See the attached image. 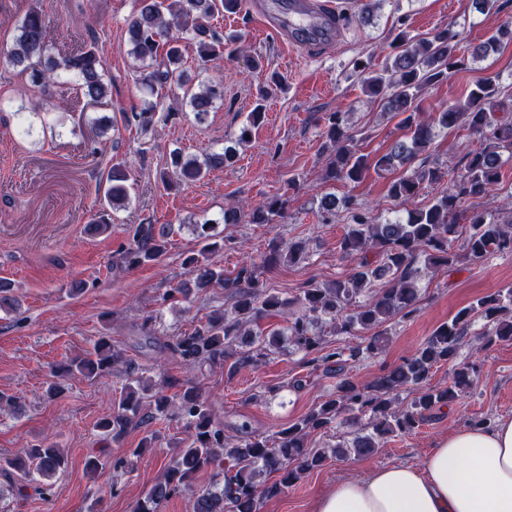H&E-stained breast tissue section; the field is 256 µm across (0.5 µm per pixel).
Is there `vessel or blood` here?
I'll return each mask as SVG.
<instances>
[{
  "label": "vessel or blood",
  "instance_id": "obj_1",
  "mask_svg": "<svg viewBox=\"0 0 512 512\" xmlns=\"http://www.w3.org/2000/svg\"><path fill=\"white\" fill-rule=\"evenodd\" d=\"M249 10L280 40L314 53L341 37L342 17L333 0H288L279 7L249 0Z\"/></svg>",
  "mask_w": 512,
  "mask_h": 512
}]
</instances>
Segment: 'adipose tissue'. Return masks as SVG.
<instances>
[{
  "instance_id": "1",
  "label": "adipose tissue",
  "mask_w": 512,
  "mask_h": 512,
  "mask_svg": "<svg viewBox=\"0 0 512 512\" xmlns=\"http://www.w3.org/2000/svg\"><path fill=\"white\" fill-rule=\"evenodd\" d=\"M313 512H512V419L455 429L419 465L336 481Z\"/></svg>"
}]
</instances>
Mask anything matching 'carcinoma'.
I'll return each mask as SVG.
<instances>
[{
  "label": "carcinoma",
  "instance_id": "cac0c4a2",
  "mask_svg": "<svg viewBox=\"0 0 512 512\" xmlns=\"http://www.w3.org/2000/svg\"><path fill=\"white\" fill-rule=\"evenodd\" d=\"M244 0H139V8L128 23L130 53L140 64L138 78L149 97L126 121L146 131L155 123L163 102L159 91L172 85L182 90L181 105L192 112L198 123L207 120L221 97L212 86L189 85L184 70L181 41L195 47L197 61H210L237 52L241 37L224 34L213 20L220 13L236 14ZM457 34L450 28L415 38L400 31L395 53L373 68L362 65L364 90L380 99L384 111L399 118L404 134L382 154L374 157L360 152L356 135L346 113L330 112L324 118L325 137L329 141L324 179L329 182L360 183L369 170L390 174L388 195L403 203L419 196L423 186L440 183L446 172L429 165L428 156L435 128L448 133L467 132L479 138L481 146L468 153L464 171L431 204L414 208L405 216L383 219L351 196L326 193L318 200L322 218L338 212L349 215L350 224L340 240L342 257L354 262L348 277L329 284L310 283L300 289L294 302L299 310L288 324L263 329L261 320L279 313L289 301L270 288L263 274L282 263H293L309 252L302 240L274 243L261 255L260 262H243L232 276L214 264L208 255L224 249V231L220 223L236 224L239 211H224L222 221L196 225L203 239V250L184 258L191 279L170 289L167 300L191 297L222 288L230 307L216 310L206 323L176 337L173 352L187 367L226 364L228 373L243 366H258L276 350L290 343L310 357L315 367L339 379L336 395L312 407L297 421L272 436L256 434L243 427L234 438L226 436L224 426L214 422L208 398L200 387L190 383L170 397L164 386L147 383L124 359L111 337L101 336L86 356L54 370L58 381L51 389L60 393L63 382L72 378L95 379L125 368V383L115 400L112 415L98 423V429L110 440L120 441L127 430L145 426L157 417L175 415L187 428V438L172 446V458L163 475L139 498L133 512H161L171 497L191 486L201 472H210L212 483L198 491L194 512H259L261 504L276 496L282 488L298 482L305 474L324 467L327 462L351 456L366 458L378 453L390 437L412 433L434 410L448 405L459 393L470 388L477 374L476 365L455 363L471 325L482 321L481 335L487 341L512 340V289L487 295L476 304L461 308L397 366L368 384H358L348 376L349 361L363 354L383 350L384 325L394 316L416 312L420 300L421 268L419 257L433 270L452 269L461 260H476L489 253L512 254V219L488 218L482 212L465 214L463 204L484 197L501 177L505 163L512 162V118L502 119L493 110L504 93L497 75L477 81L466 99L440 108L423 117L419 101L431 86L443 83L461 65L457 55ZM512 41V28L500 29L474 49L473 57L486 58L499 50L503 39ZM9 62L22 68L35 87L46 85L57 73L78 81L83 98L93 106L107 104L111 83L105 79L94 46L77 53L55 57L51 53L43 12L30 9L18 22L12 45L3 51ZM264 112L257 105L246 123L221 152L202 158L172 150L159 180L166 188L203 179L215 168L232 166L236 147L248 143L262 124ZM130 175L124 164L113 165L106 176L104 204L95 214L92 228L99 234L109 231L113 214L130 200ZM288 200L273 197L249 213L250 223L269 224L282 217ZM468 231L461 232V221ZM465 235L462 252L453 242ZM169 233L153 224H136L132 243L122 254L127 268L157 263L167 252ZM12 282L0 279V309L12 310L16 299ZM370 292L369 301H357ZM352 338L343 347L329 348L317 325ZM451 366L449 383H432L434 369ZM402 391L412 394L410 402L399 400ZM366 425L352 438L330 447L309 448L307 440L329 429L344 415ZM157 436H145L138 447L106 462L97 457L87 468L101 470L130 469L135 459L154 447ZM68 459L53 443L25 448L14 457L0 459V468L17 470L25 477H52L67 468ZM277 479L268 482V476Z\"/></svg>",
  "mask_w": 512,
  "mask_h": 512
}]
</instances>
